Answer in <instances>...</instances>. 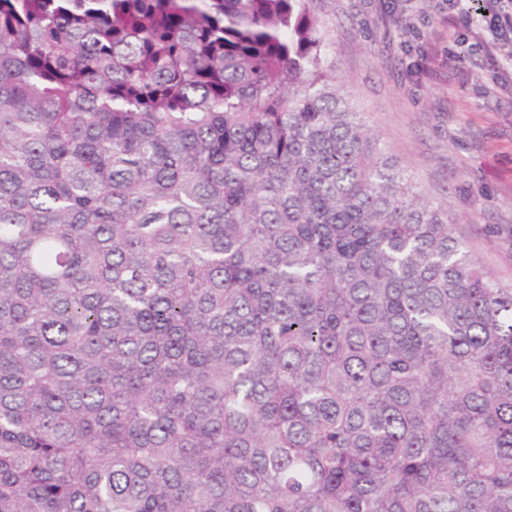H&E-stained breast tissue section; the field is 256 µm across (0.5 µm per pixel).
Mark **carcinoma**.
I'll use <instances>...</instances> for the list:
<instances>
[{
    "label": "carcinoma",
    "instance_id": "1",
    "mask_svg": "<svg viewBox=\"0 0 512 512\" xmlns=\"http://www.w3.org/2000/svg\"><path fill=\"white\" fill-rule=\"evenodd\" d=\"M312 3L0 0V512H512V287Z\"/></svg>",
    "mask_w": 512,
    "mask_h": 512
}]
</instances>
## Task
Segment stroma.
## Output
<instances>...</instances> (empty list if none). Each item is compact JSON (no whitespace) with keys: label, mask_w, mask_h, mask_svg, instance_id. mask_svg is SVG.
<instances>
[{"label":"stroma","mask_w":512,"mask_h":512,"mask_svg":"<svg viewBox=\"0 0 512 512\" xmlns=\"http://www.w3.org/2000/svg\"><path fill=\"white\" fill-rule=\"evenodd\" d=\"M336 84L415 193L512 285V71L450 34L438 0H316Z\"/></svg>","instance_id":"1"}]
</instances>
